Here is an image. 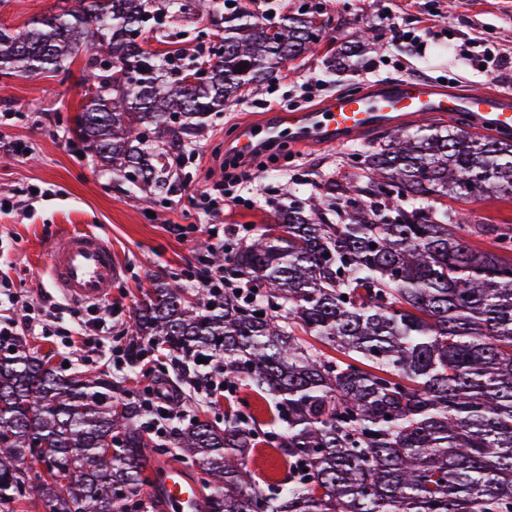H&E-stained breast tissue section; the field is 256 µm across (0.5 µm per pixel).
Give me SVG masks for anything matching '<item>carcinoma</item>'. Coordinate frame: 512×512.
<instances>
[{
    "label": "carcinoma",
    "mask_w": 512,
    "mask_h": 512,
    "mask_svg": "<svg viewBox=\"0 0 512 512\" xmlns=\"http://www.w3.org/2000/svg\"><path fill=\"white\" fill-rule=\"evenodd\" d=\"M156 0H79L77 9L0 28V75L57 71L92 53L83 148L135 186L161 190L182 135L241 90L275 81L323 40L300 12L265 24L224 17V51L174 60L143 48ZM366 35L332 55L353 70ZM244 66L237 72V66ZM209 71L205 85L189 78ZM367 181L326 187L239 246L224 301L175 280L150 282L136 335L224 357V378L271 398L280 431L239 414L176 431V461L200 475L207 512H512V227L437 207L441 198L512 199V134L453 125L387 130L357 154ZM490 240V247L471 238ZM377 248L372 249L370 245ZM264 316L258 317L256 313ZM336 351L330 356L308 341ZM131 398L104 380L61 375L48 356L0 336V500L40 487L49 512H133L158 442ZM267 445L288 482L256 489L246 458Z\"/></svg>",
    "instance_id": "obj_1"
}]
</instances>
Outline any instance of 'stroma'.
Masks as SVG:
<instances>
[{
  "label": "stroma",
  "mask_w": 512,
  "mask_h": 512,
  "mask_svg": "<svg viewBox=\"0 0 512 512\" xmlns=\"http://www.w3.org/2000/svg\"><path fill=\"white\" fill-rule=\"evenodd\" d=\"M76 6V0H0V25L20 29ZM239 6L265 23L306 8L317 13L327 37L336 44L363 31L379 49L354 73L329 74L320 53L288 62L276 81L259 92H245L240 102L210 114L200 130L185 137L182 164L160 191L139 190L122 173L104 170L84 152L76 118L84 102L87 55H79L57 72L0 76V114L11 116L9 124L0 125V191L27 185L45 191L34 200L29 219L0 218V271L10 276L17 290L42 291L59 306V326L71 324L66 312L70 302L55 286L46 256L66 232L89 229L111 242L121 277L107 304L115 309L113 324L118 328L132 329L142 290L153 278L183 282L198 275L197 245L203 237L197 226L202 216L188 197L221 180L224 159L240 129L263 120L268 111L317 108L336 93L367 91L404 75L444 81L462 93L476 87L512 90V0H239ZM224 15L220 8L198 16L188 5L166 11L161 23L144 32V46L161 55L174 49L195 53L200 41L219 42ZM391 21L420 32L422 47L391 41L387 28ZM472 43L487 44L502 56L505 67L497 78L488 77L478 63L460 58L461 48ZM378 138V132L372 131L339 146L295 143L275 171H256L255 205H232L215 218L226 227L224 256L232 257L240 239L274 223L276 210L292 204L309 206L315 190L331 180L362 178V171L347 166L346 157ZM18 140L30 146L28 158L6 151V144ZM24 342L33 354L51 355L64 375L110 381L118 399L151 382L136 365L119 371L80 365L58 337L28 336ZM185 408L191 418L214 424L241 411L253 418L259 430L274 429L267 402L243 383L229 399L186 393Z\"/></svg>",
  "instance_id": "35a3bbf8"
}]
</instances>
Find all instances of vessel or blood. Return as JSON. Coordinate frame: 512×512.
Returning a JSON list of instances; mask_svg holds the SVG:
<instances>
[{"mask_svg": "<svg viewBox=\"0 0 512 512\" xmlns=\"http://www.w3.org/2000/svg\"><path fill=\"white\" fill-rule=\"evenodd\" d=\"M446 112H471L477 125L511 130L512 94L476 89L462 95L429 79L404 76L377 83L365 93L336 94L315 109L270 113L260 126L241 129L233 153L247 157L285 139L341 145L406 118ZM48 269L70 301L84 304L103 303L119 276L111 243L83 230L69 232L53 243ZM147 493L161 499L167 512H203L205 508L197 484L170 460L154 465Z\"/></svg>", "mask_w": 512, "mask_h": 512, "instance_id": "vessel-or-blood-1", "label": "vessel or blood"}]
</instances>
